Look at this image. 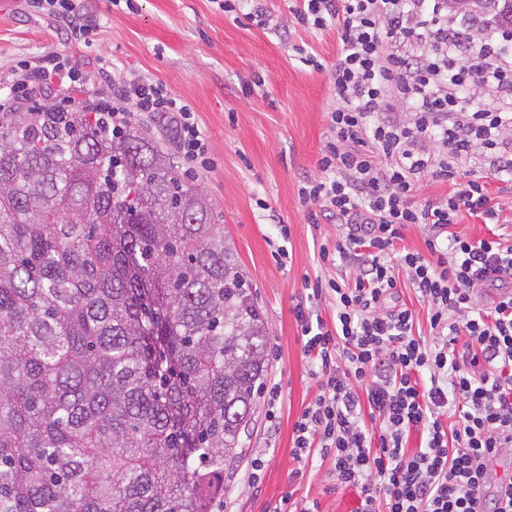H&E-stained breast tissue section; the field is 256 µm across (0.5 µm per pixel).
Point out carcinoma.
Listing matches in <instances>:
<instances>
[{"label": "carcinoma", "mask_w": 512, "mask_h": 512, "mask_svg": "<svg viewBox=\"0 0 512 512\" xmlns=\"http://www.w3.org/2000/svg\"><path fill=\"white\" fill-rule=\"evenodd\" d=\"M512 0H471L465 30ZM267 328L200 185L149 129L0 120V512H209Z\"/></svg>", "instance_id": "1"}]
</instances>
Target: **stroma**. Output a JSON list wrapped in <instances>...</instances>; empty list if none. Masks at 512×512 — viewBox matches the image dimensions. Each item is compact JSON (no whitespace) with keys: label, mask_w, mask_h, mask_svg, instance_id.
I'll return each instance as SVG.
<instances>
[{"label":"stroma","mask_w":512,"mask_h":512,"mask_svg":"<svg viewBox=\"0 0 512 512\" xmlns=\"http://www.w3.org/2000/svg\"><path fill=\"white\" fill-rule=\"evenodd\" d=\"M293 4L266 0L267 23L261 27L246 18L249 0H242L236 14L221 10L217 0H121L116 6L82 0L83 12L95 22L83 44L71 38L65 19L29 7L28 0H0V98L20 64L42 66L63 52L90 72L104 58L114 77L132 72L159 80L195 111L215 164L194 179L237 250L269 333L264 389L244 456L224 484V512H267L288 494L318 500L322 512H356L360 502L358 489L335 486L329 460L300 464L291 455L293 424L318 387L292 309L304 278L353 273L347 262L326 266L319 259L321 244H335L343 227L308 223L299 204L303 181L321 176L317 159L335 105L329 70L338 40L335 31L294 25ZM298 45L320 59L322 70L300 62ZM258 76L265 80L259 88ZM487 190L503 207L499 223H483L464 211L452 230L512 244V194L494 180ZM276 244L286 246V259L273 256ZM271 386L279 393L274 403L267 393ZM259 454L265 468L252 487L250 463Z\"/></svg>","instance_id":"stroma-1"}]
</instances>
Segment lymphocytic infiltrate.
I'll use <instances>...</instances> for the list:
<instances>
[{"instance_id":"f902f5d3","label":"lymphocytic infiltrate","mask_w":512,"mask_h":512,"mask_svg":"<svg viewBox=\"0 0 512 512\" xmlns=\"http://www.w3.org/2000/svg\"><path fill=\"white\" fill-rule=\"evenodd\" d=\"M292 14L303 28H335L340 41L336 104L317 160L324 177L306 182L299 202L309 223L347 228L321 246V263L356 268L341 281L308 283L294 307L318 391L293 425L292 457H331L335 484L359 489V512H512V496L482 480L512 450V244L450 230L463 211L498 223L502 206L486 182L512 183V28L494 39L467 34L448 0H299ZM108 70L104 59L92 74L58 54L38 71L19 67L0 111L50 90L71 106L80 93L117 129L119 101L165 120L189 168L210 169L187 103L135 73L95 85ZM471 90L482 100L473 109L462 103ZM394 112L411 119L391 120ZM473 160L481 176L462 179ZM426 177L449 183L448 196L415 203ZM410 224L427 227L426 252L398 253ZM400 269L428 305L432 341L415 334L410 309L387 304ZM489 286L501 294L487 312L476 297ZM327 301L331 326L321 317ZM414 431L426 439L413 451Z\"/></svg>"}]
</instances>
